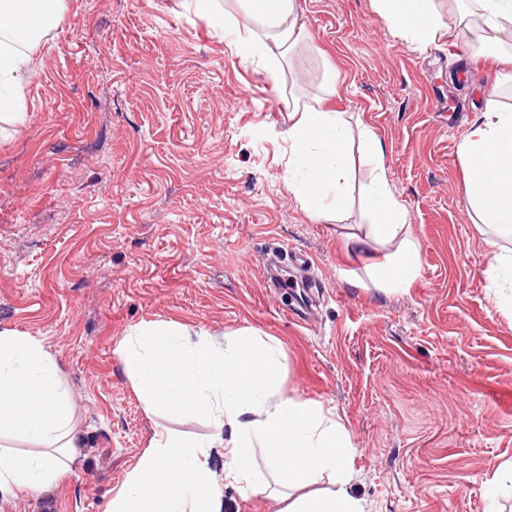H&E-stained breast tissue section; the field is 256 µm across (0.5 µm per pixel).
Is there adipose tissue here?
<instances>
[{
  "label": "adipose tissue",
  "instance_id": "ef3b65f1",
  "mask_svg": "<svg viewBox=\"0 0 512 512\" xmlns=\"http://www.w3.org/2000/svg\"><path fill=\"white\" fill-rule=\"evenodd\" d=\"M387 27L408 42L427 45L446 33L434 0H373ZM484 30L498 34L512 50V0H473ZM186 9L207 16L213 30L230 40L246 59L259 58L270 79L309 34L299 0H242L244 19L223 0H183ZM63 0L39 20L38 36L19 39L28 19L19 0H0V86L16 97H0V110H18V92L32 58L28 46L55 29ZM512 84V53L496 71L497 88ZM487 94L470 131L458 146L466 174V199L474 223L512 233V107L502 108ZM283 137L290 147L288 182L314 221H325L346 206L345 185L351 133L342 113L317 104L293 105ZM373 163L366 198L369 227L375 237L400 239L396 255L377 266L372 285L380 290L408 287L419 272L418 246L403 237V206L385 174V152L371 129L361 133ZM116 352L146 412L169 408L186 417H202L213 434L203 440L170 432L156 433L104 512H218L224 487L241 497L269 492L273 482L302 488L284 512H365L352 492L354 455L345 426L310 400L285 395L278 384L284 356L279 341L242 331L216 343L166 321L133 327ZM74 404L51 353L41 342L0 331V495L41 491L68 470L78 446ZM35 445L18 453L13 443ZM224 451V473L209 467L210 451ZM329 489H317L320 479Z\"/></svg>",
  "mask_w": 512,
  "mask_h": 512
}]
</instances>
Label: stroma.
I'll return each instance as SVG.
<instances>
[{
    "mask_svg": "<svg viewBox=\"0 0 512 512\" xmlns=\"http://www.w3.org/2000/svg\"><path fill=\"white\" fill-rule=\"evenodd\" d=\"M300 4L310 37L275 81L180 0H65L34 48L27 119L0 121V331L54 356L79 448L54 487L0 496V512H104L153 432L211 434L134 393L115 349L153 321L279 340L283 392L345 425L369 512H487L482 485L512 461V316L486 272L512 238L491 245L470 219L457 148L493 50L412 46L373 0ZM328 65L330 107L381 139L419 244L407 288L371 285L397 244L367 235L365 156L334 220L288 184L284 102H312ZM279 248L323 280L307 319L260 277Z\"/></svg>",
    "mask_w": 512,
    "mask_h": 512,
    "instance_id": "35a3bbf8",
    "label": "stroma"
}]
</instances>
